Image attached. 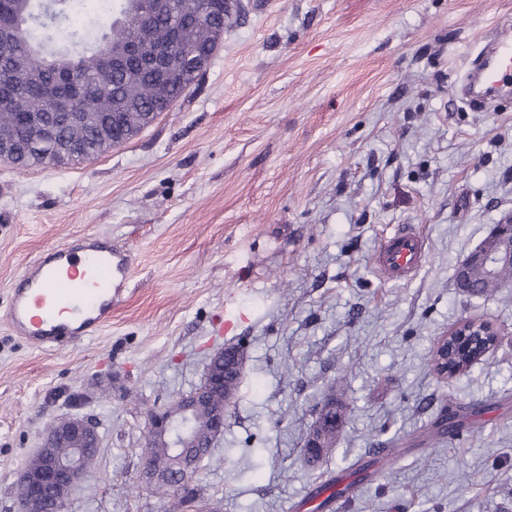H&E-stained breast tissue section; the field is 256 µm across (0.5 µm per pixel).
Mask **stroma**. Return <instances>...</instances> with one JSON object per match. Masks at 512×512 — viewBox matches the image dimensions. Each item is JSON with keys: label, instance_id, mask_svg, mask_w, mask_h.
Wrapping results in <instances>:
<instances>
[{"label": "stroma", "instance_id": "obj_1", "mask_svg": "<svg viewBox=\"0 0 512 512\" xmlns=\"http://www.w3.org/2000/svg\"><path fill=\"white\" fill-rule=\"evenodd\" d=\"M241 2L198 86L143 132L79 164L0 163V512L44 426L76 412L102 442L69 512H164L140 486L148 415L231 344L237 405L193 480L219 512H301L341 472L355 489L324 512H512V344L446 380L431 368L463 318L512 334V302L455 284L512 212V100L471 112L453 94L512 0ZM405 224L425 260L383 278L375 254ZM91 235L129 257L123 302L90 337L30 344L7 321L19 277ZM337 380L345 418L311 468ZM443 399L460 429L426 443Z\"/></svg>", "mask_w": 512, "mask_h": 512}]
</instances>
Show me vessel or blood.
I'll use <instances>...</instances> for the list:
<instances>
[{
    "mask_svg": "<svg viewBox=\"0 0 512 512\" xmlns=\"http://www.w3.org/2000/svg\"><path fill=\"white\" fill-rule=\"evenodd\" d=\"M512 86V32L497 30L469 63L461 90L469 105L487 110ZM424 240L411 225L384 240L376 265L389 278H402L423 262ZM128 276L124 255L92 238L86 250L56 246L31 266L15 288L7 319L12 330L37 346L63 335L91 334L112 317Z\"/></svg>",
    "mask_w": 512,
    "mask_h": 512,
    "instance_id": "vessel-or-blood-1",
    "label": "vessel or blood"
}]
</instances>
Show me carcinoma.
Wrapping results in <instances>:
<instances>
[{
  "label": "carcinoma",
  "instance_id": "cac0c4a2",
  "mask_svg": "<svg viewBox=\"0 0 512 512\" xmlns=\"http://www.w3.org/2000/svg\"><path fill=\"white\" fill-rule=\"evenodd\" d=\"M225 0H170V11L163 17L148 13L147 0H113V16L99 28L97 41L86 43L92 30L83 33L66 26L27 23L38 6V0H0V24H14L18 32L7 47L0 46V64L10 59L19 63L11 93L0 101V136L28 137L26 126L30 115H43L53 129L54 137L40 142L18 159L21 169L58 165V141L64 140L77 151L74 161L94 158L139 134L141 118L146 112L163 111L181 98L199 79V75L177 66L159 68L138 58L132 48L136 40L147 38L156 45L170 43L173 27L181 25L183 40L175 48L185 59L191 54L214 52L224 40ZM71 38L75 49L58 57L46 56V48ZM124 61L121 70H112L104 62V54ZM69 81L75 90L76 104L85 121L71 124L66 115L55 110L47 90L56 80ZM512 281V266L503 267L492 280L484 278L480 267L473 268L472 290L492 295ZM240 373L224 374V390L215 394L209 404L224 405L231 413L237 401ZM316 415L313 435L321 440L319 452L311 456L319 460L336 444V430L342 419L336 405L324 400ZM199 411L193 431L199 447L191 448L183 459L172 455L163 441L146 436L141 453L144 459L159 464V475L153 488L170 496L168 512L196 509L208 512L210 507L197 501L195 488L182 482L183 471H198L212 459L220 432L211 427Z\"/></svg>",
  "mask_w": 512,
  "mask_h": 512
}]
</instances>
